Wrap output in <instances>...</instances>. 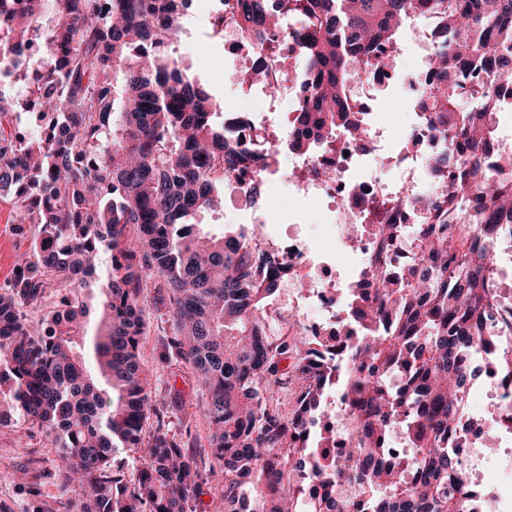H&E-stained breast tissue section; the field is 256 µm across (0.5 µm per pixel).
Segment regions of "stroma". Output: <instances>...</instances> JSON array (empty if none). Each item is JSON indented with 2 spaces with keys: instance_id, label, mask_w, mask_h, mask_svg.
I'll list each match as a JSON object with an SVG mask.
<instances>
[{
  "instance_id": "stroma-1",
  "label": "stroma",
  "mask_w": 512,
  "mask_h": 512,
  "mask_svg": "<svg viewBox=\"0 0 512 512\" xmlns=\"http://www.w3.org/2000/svg\"><path fill=\"white\" fill-rule=\"evenodd\" d=\"M195 4L192 29L196 37L180 46L176 57L211 85L217 100L229 102L244 112L262 111L259 99L224 75V40L212 33L210 0H195ZM253 205L276 217L292 212L301 215L304 221L312 219L289 193L287 185L280 182H262ZM34 237L33 225L12 224L9 200L0 197V288L13 280L16 260L29 251ZM145 296L147 329L141 354L149 373L151 405L169 411L173 430L190 431L198 452L208 454L206 396L190 366L168 353L174 328L167 291L153 281ZM30 431V424L21 421L0 425V512H63L54 453L32 438Z\"/></svg>"
}]
</instances>
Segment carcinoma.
I'll return each instance as SVG.
<instances>
[{
  "label": "carcinoma",
  "instance_id": "cac0c4a2",
  "mask_svg": "<svg viewBox=\"0 0 512 512\" xmlns=\"http://www.w3.org/2000/svg\"><path fill=\"white\" fill-rule=\"evenodd\" d=\"M187 0H0V57L17 55L0 89V196L35 224L0 292V424L31 423L57 458L82 512H198L207 462L164 416L145 435L141 361L145 289L168 288L171 354L205 391L210 458L224 471V512H497L472 498L453 443L467 383L492 359L512 378L495 305L500 245H512V154L493 119L512 98V0H237L239 30L257 40L290 20L301 30L303 106L280 150L312 156L344 131L367 132L349 82L394 69L389 47L411 16L434 22L428 111L444 146L407 273L372 267L351 294L356 335H271L266 305L280 266L231 228L203 231L224 183L257 163L227 134L210 89L173 56ZM36 48L31 56L25 49ZM33 129L18 128L20 114ZM69 289L32 330L26 308L52 281ZM334 349L340 363L322 352ZM300 390L281 407L288 386ZM348 399L350 442L329 456L330 391ZM412 448L388 452L394 430ZM136 455L126 475L117 457Z\"/></svg>",
  "mask_w": 512,
  "mask_h": 512
}]
</instances>
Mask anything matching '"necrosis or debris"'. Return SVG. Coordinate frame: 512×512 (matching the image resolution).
Segmentation results:
<instances>
[{"instance_id": "4bbe7bcc", "label": "necrosis or debris", "mask_w": 512, "mask_h": 512, "mask_svg": "<svg viewBox=\"0 0 512 512\" xmlns=\"http://www.w3.org/2000/svg\"><path fill=\"white\" fill-rule=\"evenodd\" d=\"M211 21L224 38L229 61L238 63L237 79L252 89L257 64L266 68V82L288 96L292 107L303 103L302 86L279 82L287 64L299 56L296 35L268 37V50L255 57L235 25L236 0H213ZM425 69L374 73L352 80L348 102L364 115L373 149L358 152L347 135L341 134L313 157L292 156L287 169L249 165L232 173L230 184L239 197L247 196L262 177H285L294 195L316 204L317 223L326 235L316 241L299 231V216L287 219V229L276 239L249 238L260 254L275 259L282 268L281 285L288 288L287 300L275 299L266 306L269 319L283 333L316 336L327 331H344L347 292L352 284H368V271L378 261L402 269L412 262L413 243L409 235L394 238L380 234V226L398 224L410 227L423 223L424 211L415 199L428 179L429 164L442 145L432 129L429 115L414 112L411 121L398 125L393 113L375 111L382 91L400 85L407 99H415L426 89ZM224 123L240 139L262 135L265 146L279 144L273 124L262 112L225 110ZM483 400L500 425L497 451L484 452L481 433L474 428L473 414H465L464 434L457 441L456 455L475 482H482L487 471L497 480L492 494L501 512H512V387L506 386L499 372L483 380Z\"/></svg>"}]
</instances>
